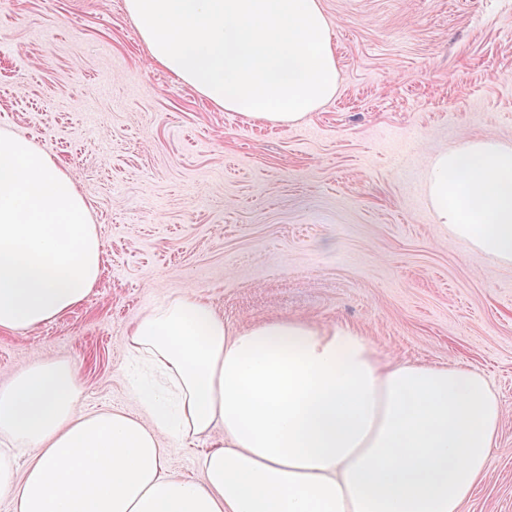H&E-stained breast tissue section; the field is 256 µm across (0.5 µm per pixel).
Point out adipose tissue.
I'll return each instance as SVG.
<instances>
[{
	"label": "adipose tissue",
	"instance_id": "adipose-tissue-1",
	"mask_svg": "<svg viewBox=\"0 0 512 512\" xmlns=\"http://www.w3.org/2000/svg\"><path fill=\"white\" fill-rule=\"evenodd\" d=\"M153 60L210 103L293 126L337 88L320 0H125ZM438 223L512 265V143L428 160ZM102 242L65 170L0 133V331L27 332L98 284ZM163 386L86 411L78 371L37 361L0 387V499L14 512H463L491 468L501 402L477 369L386 360L356 331L302 318L232 330L194 290L127 332ZM224 439L195 477L167 460ZM25 464H18L17 453Z\"/></svg>",
	"mask_w": 512,
	"mask_h": 512
}]
</instances>
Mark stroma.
<instances>
[{
	"label": "stroma",
	"instance_id": "1",
	"mask_svg": "<svg viewBox=\"0 0 512 512\" xmlns=\"http://www.w3.org/2000/svg\"><path fill=\"white\" fill-rule=\"evenodd\" d=\"M320 6L337 90L293 127L215 107L155 64L125 0L0 6V132L53 156L103 244L80 304L0 331V385L64 359L83 409L138 411L124 338L187 288L236 330L340 324L384 359L486 376L498 448L465 512H512V266L436 224L424 189L433 153L512 142V0Z\"/></svg>",
	"mask_w": 512,
	"mask_h": 512
}]
</instances>
